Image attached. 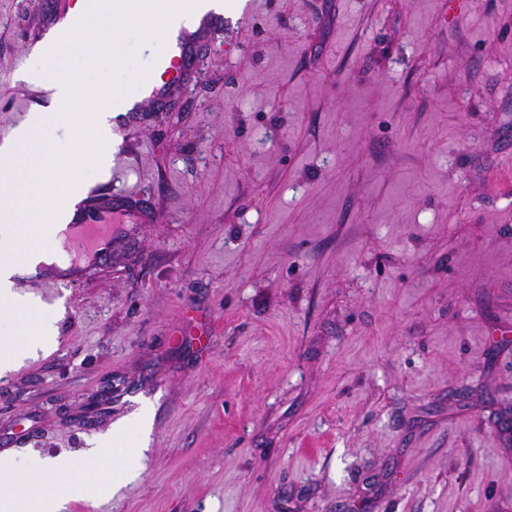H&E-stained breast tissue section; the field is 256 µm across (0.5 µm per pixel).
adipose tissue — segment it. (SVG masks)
I'll return each instance as SVG.
<instances>
[{
  "label": "adipose tissue",
  "mask_w": 512,
  "mask_h": 512,
  "mask_svg": "<svg viewBox=\"0 0 512 512\" xmlns=\"http://www.w3.org/2000/svg\"><path fill=\"white\" fill-rule=\"evenodd\" d=\"M112 439L84 450L86 469L80 476L74 473L73 458L65 454H0V512H69L75 500L92 501L117 492L136 478L139 466L122 460ZM49 474L60 478L50 488L43 483Z\"/></svg>",
  "instance_id": "adipose-tissue-1"
}]
</instances>
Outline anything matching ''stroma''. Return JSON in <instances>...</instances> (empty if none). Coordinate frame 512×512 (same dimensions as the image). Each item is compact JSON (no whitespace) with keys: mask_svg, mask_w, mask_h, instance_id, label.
I'll use <instances>...</instances> for the list:
<instances>
[{"mask_svg":"<svg viewBox=\"0 0 512 512\" xmlns=\"http://www.w3.org/2000/svg\"><path fill=\"white\" fill-rule=\"evenodd\" d=\"M112 117L139 192L57 346L0 375V453L142 404L140 476L70 512H512V0H251ZM55 0H0V143Z\"/></svg>","mask_w":512,"mask_h":512,"instance_id":"stroma-1","label":"stroma"}]
</instances>
